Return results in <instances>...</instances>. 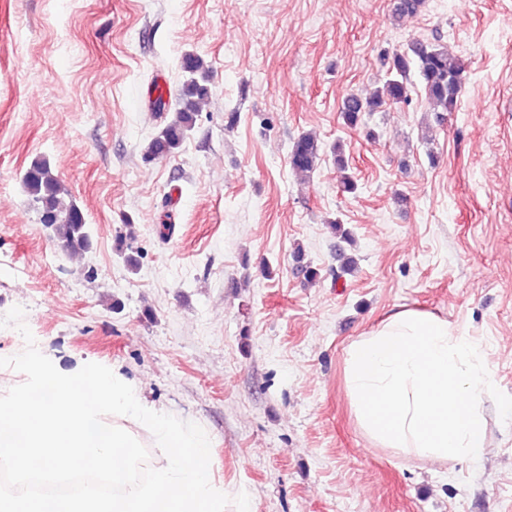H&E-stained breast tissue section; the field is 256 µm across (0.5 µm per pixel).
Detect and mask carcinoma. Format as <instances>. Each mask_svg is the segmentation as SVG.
Instances as JSON below:
<instances>
[{
  "instance_id": "cac0c4a2",
  "label": "carcinoma",
  "mask_w": 512,
  "mask_h": 512,
  "mask_svg": "<svg viewBox=\"0 0 512 512\" xmlns=\"http://www.w3.org/2000/svg\"><path fill=\"white\" fill-rule=\"evenodd\" d=\"M425 0H393L392 12L397 18L413 17ZM388 76L383 88L369 97L350 93L342 101L340 117L347 127L359 128L366 118L385 105L409 102V76L415 74L423 86L436 122H443L448 113L456 111L465 75L464 62L450 54L443 44L413 41L406 48L382 57ZM182 69L187 74L172 115L149 142L145 156L148 159L175 153L194 129L200 106L209 96V70L197 54H186ZM324 153L323 143L316 137L302 133L293 142L289 152V166L300 176L313 174ZM333 164L339 174V189L354 194L357 181L350 173L349 156L345 143L338 139L330 148ZM22 183L41 224L50 228L60 248L70 255H80L92 245L85 215L73 200L69 190L54 173L50 163L37 159L30 163L22 176Z\"/></svg>"
}]
</instances>
